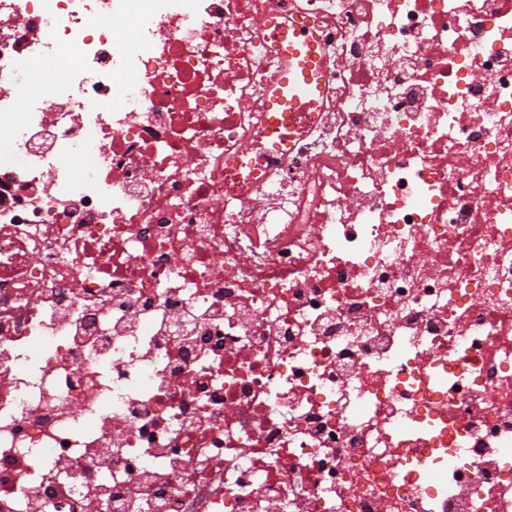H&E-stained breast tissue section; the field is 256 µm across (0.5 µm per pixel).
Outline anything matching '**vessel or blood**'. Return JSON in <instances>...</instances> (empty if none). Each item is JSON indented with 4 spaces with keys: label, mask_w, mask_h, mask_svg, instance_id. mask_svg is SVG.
<instances>
[{
    "label": "vessel or blood",
    "mask_w": 512,
    "mask_h": 512,
    "mask_svg": "<svg viewBox=\"0 0 512 512\" xmlns=\"http://www.w3.org/2000/svg\"><path fill=\"white\" fill-rule=\"evenodd\" d=\"M271 49L281 58L283 70L278 85L268 94L266 125L269 150L280 153L287 146L288 135L303 127L313 128L325 74L319 45L302 19L275 25Z\"/></svg>",
    "instance_id": "obj_1"
}]
</instances>
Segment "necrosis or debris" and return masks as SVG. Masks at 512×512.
I'll list each match as a JSON object with an SVG mask.
<instances>
[{
  "instance_id": "1",
  "label": "necrosis or debris",
  "mask_w": 512,
  "mask_h": 512,
  "mask_svg": "<svg viewBox=\"0 0 512 512\" xmlns=\"http://www.w3.org/2000/svg\"><path fill=\"white\" fill-rule=\"evenodd\" d=\"M145 2L0 0V512H512V0ZM269 27L274 28L269 49L281 58L283 70L280 82L268 94L266 125L269 150L280 153L287 146L290 150L294 133H308L313 128L325 74L318 42L306 30L302 19H293L288 25L271 21ZM299 116L306 118L301 124L306 127H299Z\"/></svg>"
}]
</instances>
